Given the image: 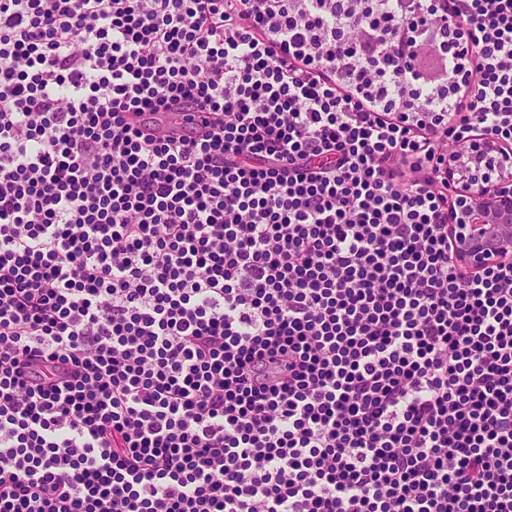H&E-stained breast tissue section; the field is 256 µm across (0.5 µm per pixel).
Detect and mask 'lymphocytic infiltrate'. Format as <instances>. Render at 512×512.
Instances as JSON below:
<instances>
[{
    "instance_id": "lymphocytic-infiltrate-1",
    "label": "lymphocytic infiltrate",
    "mask_w": 512,
    "mask_h": 512,
    "mask_svg": "<svg viewBox=\"0 0 512 512\" xmlns=\"http://www.w3.org/2000/svg\"><path fill=\"white\" fill-rule=\"evenodd\" d=\"M479 132L512 0H0V512H512ZM457 206L448 218L463 265L478 271L512 259V147L483 134L448 155Z\"/></svg>"
}]
</instances>
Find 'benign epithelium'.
I'll list each match as a JSON object with an SVG mask.
<instances>
[{"label":"benign epithelium","mask_w":512,"mask_h":512,"mask_svg":"<svg viewBox=\"0 0 512 512\" xmlns=\"http://www.w3.org/2000/svg\"><path fill=\"white\" fill-rule=\"evenodd\" d=\"M457 206L448 218L463 265L478 271L512 259V147L483 134L448 154Z\"/></svg>","instance_id":"benign-epithelium-1"}]
</instances>
